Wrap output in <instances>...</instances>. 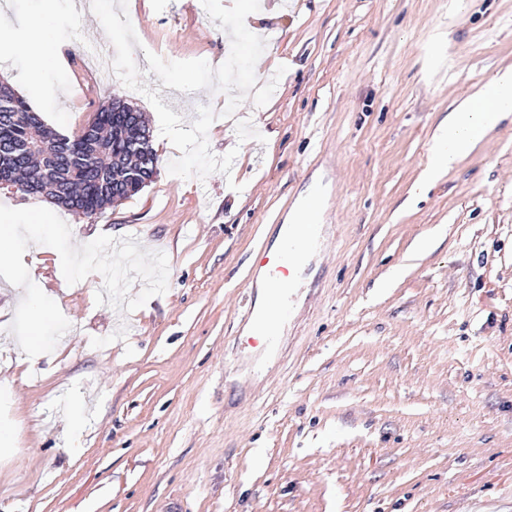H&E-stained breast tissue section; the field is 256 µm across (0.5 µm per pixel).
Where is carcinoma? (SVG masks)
Returning <instances> with one entry per match:
<instances>
[{
    "instance_id": "carcinoma-1",
    "label": "carcinoma",
    "mask_w": 512,
    "mask_h": 512,
    "mask_svg": "<svg viewBox=\"0 0 512 512\" xmlns=\"http://www.w3.org/2000/svg\"><path fill=\"white\" fill-rule=\"evenodd\" d=\"M156 170L148 123L128 102L110 99L68 135L0 80V186L92 217L141 192Z\"/></svg>"
}]
</instances>
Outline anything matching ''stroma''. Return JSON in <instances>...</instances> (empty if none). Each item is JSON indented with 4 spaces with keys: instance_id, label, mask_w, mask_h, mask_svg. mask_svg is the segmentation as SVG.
<instances>
[{
    "instance_id": "obj_1",
    "label": "stroma",
    "mask_w": 512,
    "mask_h": 512,
    "mask_svg": "<svg viewBox=\"0 0 512 512\" xmlns=\"http://www.w3.org/2000/svg\"><path fill=\"white\" fill-rule=\"evenodd\" d=\"M274 2L257 85L225 117L224 93L163 87L145 54L221 63L229 35L199 0H128L140 83L186 130L210 106L211 152L240 150L230 175L183 179L164 145L137 195L58 209L73 244L127 234L169 261L166 293L126 314L99 274L70 285L54 249L25 253L77 346L27 357L9 330L25 291L0 287V512H512V118L421 184L438 124L512 66V0ZM52 37L64 67L0 48L42 119L74 134L116 95L159 132L144 94L88 76L115 54L99 20L60 0ZM311 186L333 233L258 381L244 284Z\"/></svg>"
}]
</instances>
